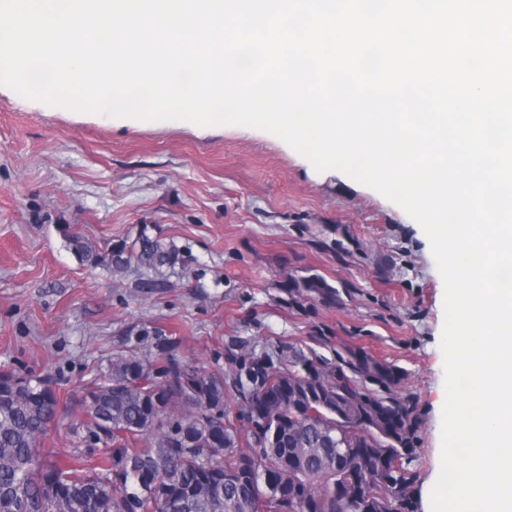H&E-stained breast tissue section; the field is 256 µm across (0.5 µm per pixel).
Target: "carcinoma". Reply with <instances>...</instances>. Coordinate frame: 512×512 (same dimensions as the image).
I'll return each instance as SVG.
<instances>
[{"instance_id":"cac0c4a2","label":"carcinoma","mask_w":512,"mask_h":512,"mask_svg":"<svg viewBox=\"0 0 512 512\" xmlns=\"http://www.w3.org/2000/svg\"><path fill=\"white\" fill-rule=\"evenodd\" d=\"M72 241L85 261L116 270L133 263L157 270L174 260V252L144 230L132 243L112 242L104 254L78 236ZM280 288L290 303L313 295L336 300V289L318 276L290 275ZM163 359L193 371L202 393L222 398L231 391L242 411L266 413L280 435L278 446L267 447L265 435L243 424L234 428L238 443L224 447L230 411L210 417L211 403L191 395L179 379H154V364L125 356L84 386L93 402L84 407L81 428L112 450L94 461L77 454L64 463L44 447L49 430L68 416L49 378L0 370V512H155L141 496L151 487L173 500L171 512H254L262 495L268 512H416L417 475L410 464L418 416L395 394L403 379L395 364L339 357L351 368L347 409L377 396L378 425L388 436L386 445L374 446L365 434L354 435L352 478L340 480L326 452L333 430L321 417V403L336 393L333 362L290 347L284 369L242 354L230 358L234 369L224 375L183 363L172 348L164 349ZM256 455L266 462L264 472L238 476ZM118 467L125 477L121 489L110 485L111 469Z\"/></svg>"}]
</instances>
